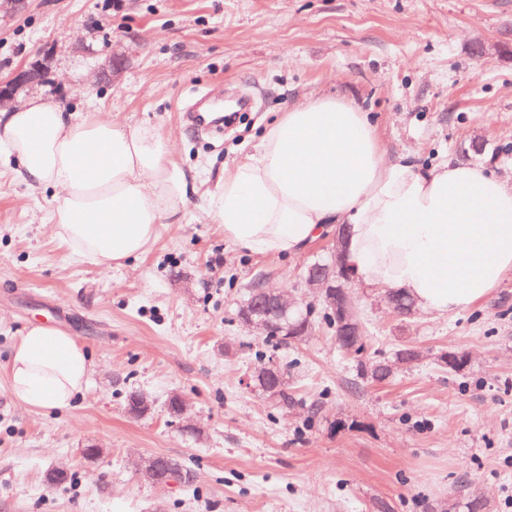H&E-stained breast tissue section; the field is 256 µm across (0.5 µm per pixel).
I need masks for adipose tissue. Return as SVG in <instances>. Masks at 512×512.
<instances>
[{
	"instance_id": "1",
	"label": "adipose tissue",
	"mask_w": 512,
	"mask_h": 512,
	"mask_svg": "<svg viewBox=\"0 0 512 512\" xmlns=\"http://www.w3.org/2000/svg\"><path fill=\"white\" fill-rule=\"evenodd\" d=\"M173 140L63 111L36 96L0 115V156L32 189H52L49 222L71 254L100 267L143 255L159 227L181 220L190 183L172 162ZM206 213L224 237L256 254H296L344 229L357 286L409 296L428 313L466 310L512 275V186L483 168H422L388 158L369 113L309 96L276 113L252 154L225 167ZM92 363L74 336L26 328L6 373L13 397L63 410Z\"/></svg>"
}]
</instances>
